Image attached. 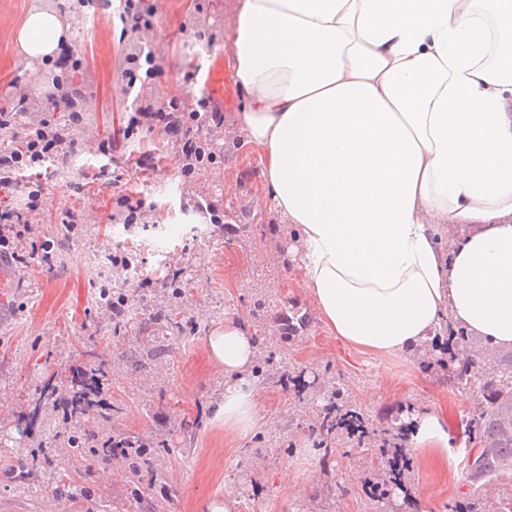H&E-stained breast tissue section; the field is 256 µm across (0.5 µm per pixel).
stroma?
Masks as SVG:
<instances>
[{"label": "stroma", "mask_w": 512, "mask_h": 512, "mask_svg": "<svg viewBox=\"0 0 512 512\" xmlns=\"http://www.w3.org/2000/svg\"><path fill=\"white\" fill-rule=\"evenodd\" d=\"M37 2L0 0V108L11 103L13 82L39 98L61 71L52 59L29 62L17 42ZM150 2V41L164 50L163 73L149 79L137 69V84L159 103L177 97L193 106L209 96L224 114L223 130L213 134L217 160L211 173L185 180L173 146L141 131L102 154L99 144L124 126L132 102L120 85L130 36L114 9L78 20L60 13L75 60L92 75V104L74 128L64 175L46 162L8 189L20 209L32 184H40L45 215L24 242L19 284L0 288V506L203 512L206 501L231 499L235 512H455L460 501L478 496L465 460L470 404L447 373L423 366L418 351L367 354L323 326L297 280L293 227L262 186L259 152L234 129L243 103L228 53L235 0ZM146 154L154 167L145 172L137 161ZM118 190L139 192L150 223L111 220ZM202 203L213 213L199 211ZM69 210L82 221L65 239L57 227ZM46 249L57 258L50 270L40 264ZM116 255L128 257L150 286L116 272ZM174 266L182 271L179 295L166 282ZM103 289L125 296L132 314L126 326L115 327L107 304L95 303ZM161 314L195 325L194 341H168L160 358L138 367L145 331ZM294 315L301 324L287 326ZM229 317L244 319L256 344L250 376L257 417L244 434L215 417L224 373L210 357L208 337ZM93 351L109 362L99 385L111 415L95 407L63 422L41 398L50 389L69 396L74 372ZM335 387L342 404L359 409L377 430L410 428L417 409L435 408L449 458L410 448L406 490L379 498L367 449L345 437L325 452L313 429ZM71 435L92 438L97 447L113 437L135 438L156 453L135 488L124 462L74 456ZM72 492L77 501L69 500Z\"/></svg>", "instance_id": "1"}]
</instances>
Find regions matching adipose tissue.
<instances>
[{"label":"adipose tissue","instance_id":"adipose-tissue-1","mask_svg":"<svg viewBox=\"0 0 512 512\" xmlns=\"http://www.w3.org/2000/svg\"><path fill=\"white\" fill-rule=\"evenodd\" d=\"M238 129L298 242L299 282L324 326L399 355L445 317L512 348V0H238ZM57 14L17 39L52 57ZM227 429L254 424L255 345L228 318L209 338ZM413 447L448 453L438 415Z\"/></svg>","mask_w":512,"mask_h":512}]
</instances>
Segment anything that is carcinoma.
<instances>
[{
	"label": "carcinoma",
	"mask_w": 512,
	"mask_h": 512,
	"mask_svg": "<svg viewBox=\"0 0 512 512\" xmlns=\"http://www.w3.org/2000/svg\"><path fill=\"white\" fill-rule=\"evenodd\" d=\"M213 160L209 134L199 135L197 154L191 161L195 173H206ZM438 333L448 335V359L439 360V364L448 368L449 384L468 390L475 397L467 419L470 439L474 441L469 453L475 454V461L468 468L469 481L483 488L506 476L512 480V350H500L489 342L477 346L467 331L449 319L441 323ZM317 429L327 436L342 435L350 429L359 431V444L374 436L362 412L337 401L319 418ZM404 442L401 434H391L382 440L377 453V472L386 496L406 487L410 466L397 472L387 455L393 448L407 456ZM149 452V447L138 442L127 449L128 469L136 481L140 480L142 462Z\"/></svg>",
	"instance_id": "obj_1"
}]
</instances>
